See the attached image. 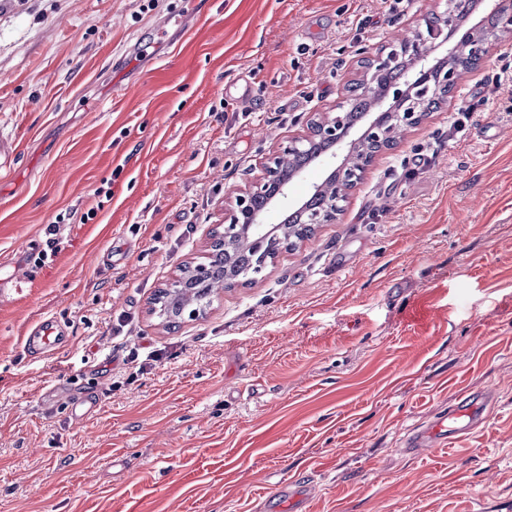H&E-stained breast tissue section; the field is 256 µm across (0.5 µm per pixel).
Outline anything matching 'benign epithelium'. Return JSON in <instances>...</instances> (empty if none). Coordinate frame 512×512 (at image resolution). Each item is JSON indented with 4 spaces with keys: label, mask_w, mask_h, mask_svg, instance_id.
Segmentation results:
<instances>
[{
    "label": "benign epithelium",
    "mask_w": 512,
    "mask_h": 512,
    "mask_svg": "<svg viewBox=\"0 0 512 512\" xmlns=\"http://www.w3.org/2000/svg\"><path fill=\"white\" fill-rule=\"evenodd\" d=\"M490 2L489 14L497 21L493 32H485L477 24L461 40L451 41L445 30L468 14V0H454V10L448 16H419L411 27L392 37L388 49L361 60L366 68L360 83L361 96L370 110L378 111V116L351 141L346 140V111L326 112L311 120L307 132L281 144L266 159L261 179L240 191L224 209V224L213 242L224 244L231 238L235 246H263L267 211L256 210L253 201L258 195L268 194L272 183L277 184V191L269 194L268 211L282 207L305 209L306 202L290 197L291 185L303 173L288 171L283 164L287 156L320 143L336 147V152L321 159V165L329 172L325 181L332 183V192L328 193L323 209L308 216V223H336L341 197L356 185L355 169L347 162L368 144L378 154L394 145L406 130L418 127L427 115L424 103L429 93L455 87L466 75L456 66L459 57L470 56L481 63L489 57L493 45L512 44V0ZM440 46L445 47V53L434 61L431 54Z\"/></svg>",
    "instance_id": "obj_1"
}]
</instances>
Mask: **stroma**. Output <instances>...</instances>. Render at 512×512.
Instances as JSON below:
<instances>
[{
  "instance_id": "obj_1",
  "label": "stroma",
  "mask_w": 512,
  "mask_h": 512,
  "mask_svg": "<svg viewBox=\"0 0 512 512\" xmlns=\"http://www.w3.org/2000/svg\"><path fill=\"white\" fill-rule=\"evenodd\" d=\"M447 7L0 0V259L35 280L0 281V512H274L297 479L308 512H512V52L380 154L338 223L197 319L153 311L265 158L349 98L360 49ZM51 316L61 344L28 356ZM485 389L480 428L404 452Z\"/></svg>"
}]
</instances>
